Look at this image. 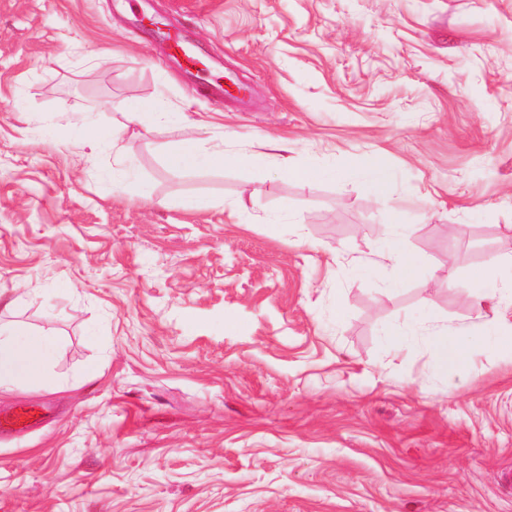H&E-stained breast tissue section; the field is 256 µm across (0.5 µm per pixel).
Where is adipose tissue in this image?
<instances>
[{"label": "adipose tissue", "instance_id": "obj_1", "mask_svg": "<svg viewBox=\"0 0 512 512\" xmlns=\"http://www.w3.org/2000/svg\"><path fill=\"white\" fill-rule=\"evenodd\" d=\"M171 165L194 166L204 163L221 167L238 164L262 167L267 156L261 152L228 154L223 148L202 150L192 139L181 141L168 155ZM487 334L475 338L449 333L447 328L433 332L429 344L440 367L461 364L475 343L481 342L494 353L512 355V303L493 305L484 316ZM55 336L39 334L20 324L7 323L0 326V391H10L15 382L41 375L56 346Z\"/></svg>", "mask_w": 512, "mask_h": 512}]
</instances>
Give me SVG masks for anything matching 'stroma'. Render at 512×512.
Here are the masks:
<instances>
[{
	"label": "stroma",
	"instance_id": "35a3bbf8",
	"mask_svg": "<svg viewBox=\"0 0 512 512\" xmlns=\"http://www.w3.org/2000/svg\"><path fill=\"white\" fill-rule=\"evenodd\" d=\"M227 74L247 95H208ZM187 138L268 162L169 166ZM364 156L382 196L340 176ZM487 287L512 300V0H0V320L58 339L0 397L51 408L0 433V512H512V361L427 344L481 333ZM167 53L174 58L179 57L181 67L186 73L192 74L202 63L196 46L185 35L178 33L168 34ZM161 118L179 122L182 119L181 112H158L155 103H138L129 113V121L138 125H151Z\"/></svg>",
	"mask_w": 512,
	"mask_h": 512
}]
</instances>
